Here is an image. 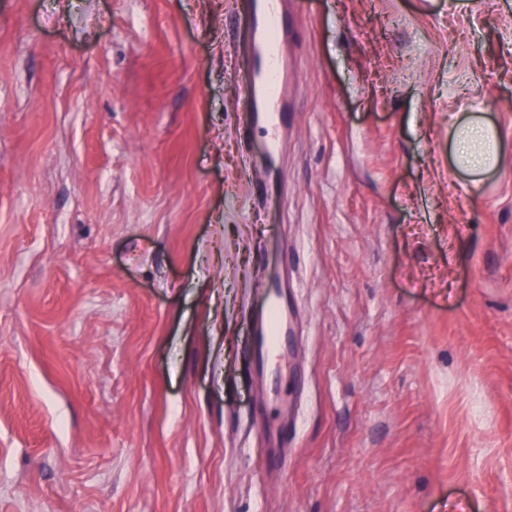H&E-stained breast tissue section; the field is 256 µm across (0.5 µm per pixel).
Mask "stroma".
Masks as SVG:
<instances>
[{"label": "stroma", "mask_w": 512, "mask_h": 512, "mask_svg": "<svg viewBox=\"0 0 512 512\" xmlns=\"http://www.w3.org/2000/svg\"><path fill=\"white\" fill-rule=\"evenodd\" d=\"M238 2L0 0V512H512V0L289 10L257 197ZM454 154L457 161L471 170L497 167L501 151L494 128L483 123L464 124L454 140ZM261 312L255 321L258 344L254 351L257 363L263 367L282 354V339L285 331V312L277 288L262 284L259 289Z\"/></svg>", "instance_id": "35a3bbf8"}]
</instances>
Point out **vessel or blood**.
Instances as JSON below:
<instances>
[{
    "label": "vessel or blood",
    "instance_id": "vessel-or-blood-1",
    "mask_svg": "<svg viewBox=\"0 0 512 512\" xmlns=\"http://www.w3.org/2000/svg\"><path fill=\"white\" fill-rule=\"evenodd\" d=\"M239 19L243 37L252 48L245 62L240 103L244 111L262 113L269 129H276L279 107L288 84V68L280 53L284 30L282 0H244ZM261 312L255 322L258 364H270L282 353L285 312L277 288L262 285L258 292Z\"/></svg>",
    "mask_w": 512,
    "mask_h": 512
}]
</instances>
